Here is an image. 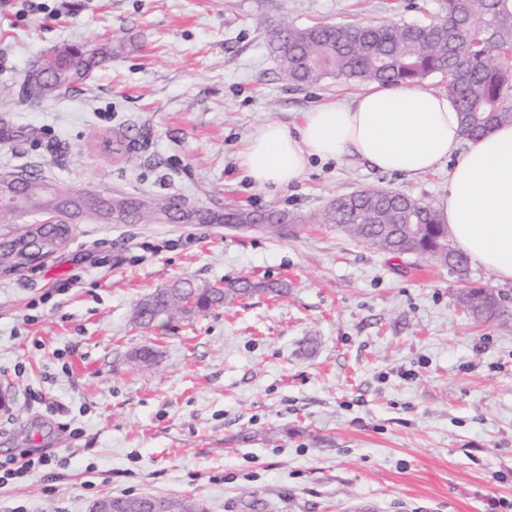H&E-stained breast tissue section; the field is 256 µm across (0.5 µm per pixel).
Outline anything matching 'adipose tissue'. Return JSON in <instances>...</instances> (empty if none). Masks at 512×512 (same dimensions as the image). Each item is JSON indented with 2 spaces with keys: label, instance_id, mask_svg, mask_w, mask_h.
I'll return each mask as SVG.
<instances>
[{
  "label": "adipose tissue",
  "instance_id": "adipose-tissue-1",
  "mask_svg": "<svg viewBox=\"0 0 512 512\" xmlns=\"http://www.w3.org/2000/svg\"><path fill=\"white\" fill-rule=\"evenodd\" d=\"M347 155L410 179L448 164V191L435 207L449 239L499 281L512 282V124L467 141L444 93L416 83L372 84L293 125L259 126L240 167L256 188L275 192L301 180L311 160Z\"/></svg>",
  "mask_w": 512,
  "mask_h": 512
}]
</instances>
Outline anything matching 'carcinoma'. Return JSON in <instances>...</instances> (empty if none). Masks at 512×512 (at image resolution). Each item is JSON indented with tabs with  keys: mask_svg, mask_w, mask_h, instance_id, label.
<instances>
[{
	"mask_svg": "<svg viewBox=\"0 0 512 512\" xmlns=\"http://www.w3.org/2000/svg\"><path fill=\"white\" fill-rule=\"evenodd\" d=\"M268 45L282 75L293 84H317L333 78L354 82L413 84L431 75L446 79V95L461 115L464 137L485 135L512 124V0H441L440 13L430 21L278 24L269 30ZM104 48L68 46L46 59L31 81L37 92L28 99L46 98L82 81L101 61ZM19 191L44 211L61 212L53 197L55 185L35 172L18 180ZM110 209H125L138 224H156L164 212L178 213L171 198L98 195ZM341 205L327 206L304 218L311 224H331L339 232L391 254L426 257L455 267L465 278L468 260L448 244V228L430 202L400 192L371 188L338 196ZM249 208L229 203L209 210L213 224L248 219ZM71 225L29 224L0 249V271L18 273L32 262L62 248ZM258 293L279 295L282 289L248 278L222 286L181 282L141 299L134 322L149 329L175 315L204 314L227 302ZM460 298L477 319L508 315L501 296L490 289L466 287ZM159 351L144 345L135 351L139 366L149 369ZM112 512H207L198 499L123 495L112 498Z\"/></svg>",
	"mask_w": 512,
	"mask_h": 512,
	"instance_id": "obj_1",
	"label": "carcinoma"
}]
</instances>
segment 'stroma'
Here are the masks:
<instances>
[{"instance_id":"1","label":"stroma","mask_w":512,"mask_h":512,"mask_svg":"<svg viewBox=\"0 0 512 512\" xmlns=\"http://www.w3.org/2000/svg\"><path fill=\"white\" fill-rule=\"evenodd\" d=\"M440 0H0V176L106 196L178 195L310 214L367 188L436 201L419 179L347 156L256 189L239 155L260 125L362 84L295 86L268 50L287 21H426ZM74 43L109 56L30 102L38 60ZM124 136L127 156L98 145ZM279 283L144 329L138 300L173 283ZM67 292L58 286L69 278ZM458 277L329 224L282 234L221 224L74 225L69 242L0 273V457L67 448L52 484L0 487V512H90L104 495L203 500L209 512H512V320H477ZM161 352L140 369L131 354Z\"/></svg>"}]
</instances>
